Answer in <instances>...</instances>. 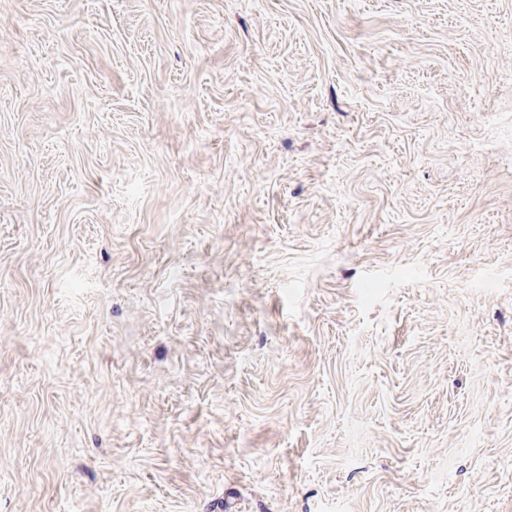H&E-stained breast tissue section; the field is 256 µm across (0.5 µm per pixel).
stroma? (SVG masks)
<instances>
[{
    "instance_id": "stroma-1",
    "label": "stroma",
    "mask_w": 512,
    "mask_h": 512,
    "mask_svg": "<svg viewBox=\"0 0 512 512\" xmlns=\"http://www.w3.org/2000/svg\"><path fill=\"white\" fill-rule=\"evenodd\" d=\"M0 512H512V0H0Z\"/></svg>"
}]
</instances>
